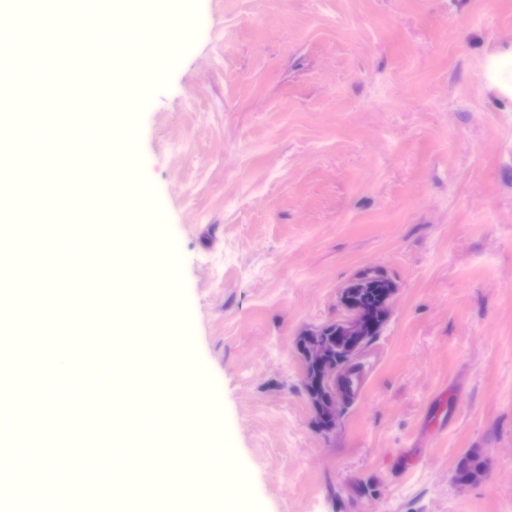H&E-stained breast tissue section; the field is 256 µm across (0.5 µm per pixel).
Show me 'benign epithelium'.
<instances>
[{
	"label": "benign epithelium",
	"mask_w": 512,
	"mask_h": 512,
	"mask_svg": "<svg viewBox=\"0 0 512 512\" xmlns=\"http://www.w3.org/2000/svg\"><path fill=\"white\" fill-rule=\"evenodd\" d=\"M370 273V269L359 273L338 291V304L343 309L344 316L337 323L341 332L350 340L348 352L335 357L330 351L315 346L301 355L303 387L307 389L314 384L322 389V395L312 401L311 405L315 422L323 431H331L336 427L339 408L343 406L342 395L338 389L339 380L364 353L369 337L377 333L392 313L396 287L391 279L381 285V298L375 307L365 310L352 308V297L357 290L371 283Z\"/></svg>",
	"instance_id": "1"
}]
</instances>
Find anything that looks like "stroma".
<instances>
[{
  "instance_id": "obj_1",
  "label": "stroma",
  "mask_w": 512,
  "mask_h": 512,
  "mask_svg": "<svg viewBox=\"0 0 512 512\" xmlns=\"http://www.w3.org/2000/svg\"><path fill=\"white\" fill-rule=\"evenodd\" d=\"M507 48L512 0H198L137 149L261 512H512ZM374 267L393 313L323 434L295 337Z\"/></svg>"
}]
</instances>
